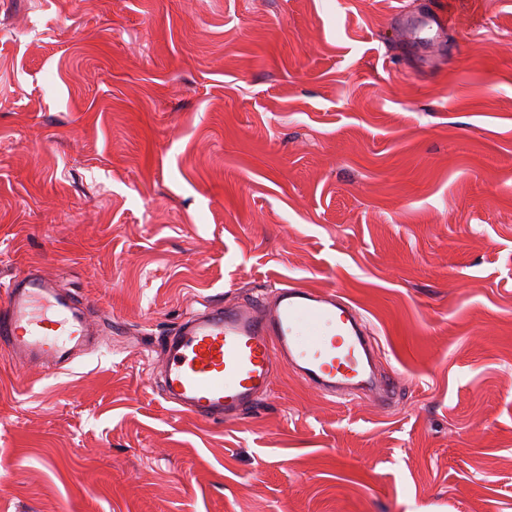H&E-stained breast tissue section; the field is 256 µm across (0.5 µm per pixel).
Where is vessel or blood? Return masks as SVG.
Returning a JSON list of instances; mask_svg holds the SVG:
<instances>
[{
    "mask_svg": "<svg viewBox=\"0 0 512 512\" xmlns=\"http://www.w3.org/2000/svg\"><path fill=\"white\" fill-rule=\"evenodd\" d=\"M451 28L441 0H419L400 36L432 49ZM91 331L74 299L36 271L15 276L0 300V344L20 360L61 363ZM161 389L178 410L211 422L241 420L266 395L277 366L333 396L371 392L392 399L376 378L374 343L357 311L334 292L283 286L271 297L229 301L183 320L164 347Z\"/></svg>",
    "mask_w": 512,
    "mask_h": 512,
    "instance_id": "obj_1",
    "label": "vessel or blood"
}]
</instances>
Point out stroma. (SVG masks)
<instances>
[{"instance_id":"1","label":"stroma","mask_w":512,"mask_h":512,"mask_svg":"<svg viewBox=\"0 0 512 512\" xmlns=\"http://www.w3.org/2000/svg\"><path fill=\"white\" fill-rule=\"evenodd\" d=\"M411 2L0 0V287L97 331L0 347V512H512V0L430 55ZM284 284L362 314L391 405L165 402V336ZM0 309V344L19 360L58 365L91 335L74 299L35 270L17 275L5 287ZM73 344L72 348H68Z\"/></svg>"}]
</instances>
